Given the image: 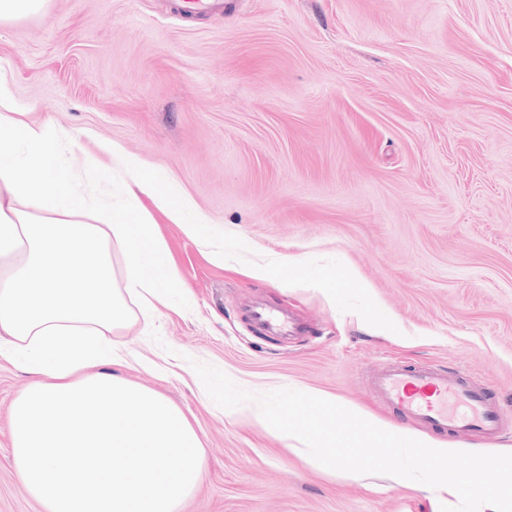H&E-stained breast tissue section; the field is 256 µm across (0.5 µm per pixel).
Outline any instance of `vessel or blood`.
<instances>
[{
  "instance_id": "vessel-or-blood-1",
  "label": "vessel or blood",
  "mask_w": 512,
  "mask_h": 512,
  "mask_svg": "<svg viewBox=\"0 0 512 512\" xmlns=\"http://www.w3.org/2000/svg\"><path fill=\"white\" fill-rule=\"evenodd\" d=\"M377 397L397 415L432 431L462 436L477 433L493 440L508 423L499 403L466 374H448L433 365L388 363L377 369Z\"/></svg>"
}]
</instances>
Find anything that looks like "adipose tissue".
<instances>
[{
  "label": "adipose tissue",
  "instance_id": "1",
  "mask_svg": "<svg viewBox=\"0 0 512 512\" xmlns=\"http://www.w3.org/2000/svg\"><path fill=\"white\" fill-rule=\"evenodd\" d=\"M72 132L19 118L0 81V357L30 376L16 396L10 448L42 512H176L203 456L181 410L106 372L114 335L180 284L140 196L176 224L189 200L161 172L126 159V201L79 190L97 165L66 168Z\"/></svg>",
  "mask_w": 512,
  "mask_h": 512
}]
</instances>
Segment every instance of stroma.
<instances>
[{
	"label": "stroma",
	"mask_w": 512,
	"mask_h": 512,
	"mask_svg": "<svg viewBox=\"0 0 512 512\" xmlns=\"http://www.w3.org/2000/svg\"><path fill=\"white\" fill-rule=\"evenodd\" d=\"M0 77L25 120L75 134L73 169L95 162L120 184L99 150L117 146L206 222L193 235L156 214L182 292L119 332L113 368L201 441L179 512H440L383 475L309 470L255 404L215 405L190 362L393 423L371 376L431 364L469 372L512 420V0H233L200 16L173 0H50L0 24ZM256 263L278 271L253 279ZM337 266L357 279L328 298L314 282ZM257 302L304 332L261 334ZM29 380L0 358V512H40L9 448Z\"/></svg>",
	"instance_id": "obj_1"
}]
</instances>
